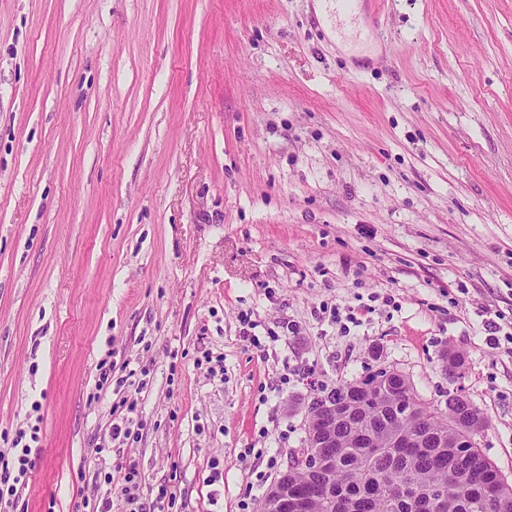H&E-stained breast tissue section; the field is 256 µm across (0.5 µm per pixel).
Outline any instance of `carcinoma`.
I'll return each instance as SVG.
<instances>
[{
  "instance_id": "1",
  "label": "carcinoma",
  "mask_w": 512,
  "mask_h": 512,
  "mask_svg": "<svg viewBox=\"0 0 512 512\" xmlns=\"http://www.w3.org/2000/svg\"><path fill=\"white\" fill-rule=\"evenodd\" d=\"M348 401L336 444L322 452L336 470L314 473L292 460L283 479L304 512H512V485L478 448H457L465 429H488L487 416L458 401L441 410L415 394L403 374L384 368L332 388ZM412 400L407 416L387 412Z\"/></svg>"
}]
</instances>
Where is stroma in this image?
<instances>
[{"label":"stroma","mask_w":512,"mask_h":512,"mask_svg":"<svg viewBox=\"0 0 512 512\" xmlns=\"http://www.w3.org/2000/svg\"><path fill=\"white\" fill-rule=\"evenodd\" d=\"M325 7L0 0V434L38 436L29 512L129 462L171 512H259L315 393L386 366L442 409L451 352L512 483V0H359L348 36ZM126 398L139 436L110 440Z\"/></svg>","instance_id":"35a3bbf8"}]
</instances>
